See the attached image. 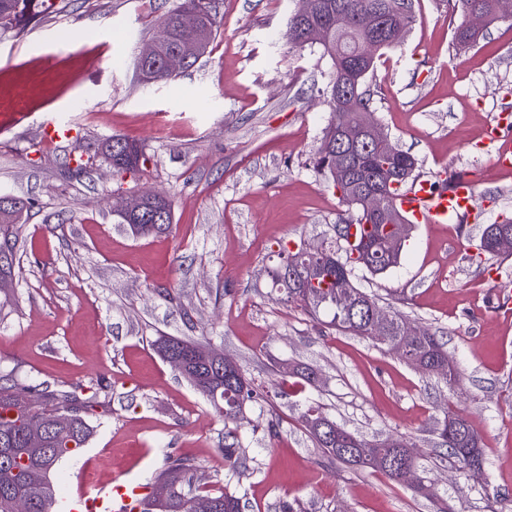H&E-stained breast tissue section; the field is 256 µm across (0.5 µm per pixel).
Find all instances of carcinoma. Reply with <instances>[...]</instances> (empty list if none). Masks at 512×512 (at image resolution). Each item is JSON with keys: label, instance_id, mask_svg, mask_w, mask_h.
<instances>
[{"label": "carcinoma", "instance_id": "obj_1", "mask_svg": "<svg viewBox=\"0 0 512 512\" xmlns=\"http://www.w3.org/2000/svg\"><path fill=\"white\" fill-rule=\"evenodd\" d=\"M314 11L302 14L293 10L288 18L286 42L293 50L317 45L332 60V70L326 84L318 90L319 96L329 107V128L344 121L345 132L336 140L352 150V159L346 169L338 174L323 165L325 155L336 151L328 137H323L313 156V168L329 180L340 194L341 201L352 211L348 218L336 224V238L323 246L320 254L298 250L293 253L282 248L279 266L271 271L272 287L284 291L288 300L298 303L319 324L340 329L355 336L371 339L372 333L365 321L367 304L375 298L350 283L354 268L363 267L372 274H380L395 266L401 257L408 234L403 232L409 222L399 214L393 204H388L390 223L385 224L365 213L361 206L363 194L370 190H384L388 199L410 179H415L417 159L392 143L387 146L368 145L362 137L361 124L370 112V99L366 93L368 74L374 68L377 54L383 49L396 46L390 41L395 20L386 17L385 9L390 0H312ZM219 0H181L176 8L162 19V28L172 33L191 21L201 20L204 42L200 54H205L213 42L218 27ZM455 5L466 18L454 33L456 44L462 48L475 45L483 32L471 26V17L482 16L485 25L498 21L495 0H455ZM36 7L35 0H0V31L17 26L24 16ZM153 71L155 83H167L177 73L155 64L136 61L140 81L145 70ZM104 160L116 166L121 174L128 153L147 162L149 157L143 148L118 135L111 137L101 147ZM27 202L10 209H0V242L17 246V228ZM173 202L162 195L146 199L145 209L137 218L120 216L121 223L135 225L131 229L136 236H150L168 231L172 224ZM367 224L369 228L358 237L357 256L347 248L350 227ZM512 233V219L500 224H488L480 234L485 254L498 256L492 247L493 231ZM400 314L390 316L388 346L400 349L403 360L423 373L436 377L449 387L462 382L453 358L448 354L438 334L426 328L420 336H406L400 326ZM166 345L188 356V364L180 369L183 377L209 402L214 412L224 420V463L234 474L248 471V457L242 449L240 424L236 414L266 399L253 380L247 384L235 383L232 391L221 386L223 376L194 357L191 349L197 343L179 337L165 336L157 346ZM22 388V383L9 375H0V512H9L10 501L21 494L32 482L44 485V496L31 512H50L52 496L57 489L52 472L60 462L79 455L93 434L91 418L99 392L88 397L74 392L41 390L36 407L22 410L14 407L12 394ZM78 406L82 413L70 414V407ZM42 416L61 422V427L49 432L40 443L32 441L28 427L34 418ZM307 429L324 456L356 470L374 469L396 480L398 475L378 463L362 457L358 448L362 437L346 429L314 407L304 413ZM434 432L440 444L448 448L454 466L468 479L480 480L485 476V458L480 438L466 415L450 410L436 421ZM398 436L377 441L386 457L404 456L407 449L396 446ZM199 466L189 458L167 456L164 469L157 480L170 484L173 495L166 501L150 500L147 512H242L241 499L229 491L197 488L185 491L183 483H192Z\"/></svg>", "mask_w": 512, "mask_h": 512}]
</instances>
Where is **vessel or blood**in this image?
Masks as SVG:
<instances>
[{
	"label": "vessel or blood",
	"instance_id": "1",
	"mask_svg": "<svg viewBox=\"0 0 512 512\" xmlns=\"http://www.w3.org/2000/svg\"><path fill=\"white\" fill-rule=\"evenodd\" d=\"M42 137L50 143L71 140L74 129L53 119L45 120ZM482 145L493 147L492 160L503 171H512V111L498 112L487 126ZM476 191L473 181L459 177L449 185L431 180H419L409 188L397 192L394 206L414 224L442 225L472 215ZM144 488L113 474L110 479L75 493L54 497V512H144Z\"/></svg>",
	"mask_w": 512,
	"mask_h": 512
}]
</instances>
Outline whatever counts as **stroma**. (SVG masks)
I'll return each instance as SVG.
<instances>
[{
    "mask_svg": "<svg viewBox=\"0 0 512 512\" xmlns=\"http://www.w3.org/2000/svg\"><path fill=\"white\" fill-rule=\"evenodd\" d=\"M178 3L54 0L0 33V194L31 204L13 285L0 291V373L93 387L105 401L85 454L56 469L58 491H78L91 466L151 483L173 455L199 464L207 488L237 492L242 512L293 500L301 512H512V319L496 314L482 263L452 245L481 225H416L395 267L353 278L386 310L439 332L460 388L387 345L314 323L272 292L269 272L281 245L331 241L345 213L311 163L330 121L317 90L332 62L315 47L289 52L292 0H222L208 54L170 83L143 85L136 58ZM462 21L448 0H419L415 23L367 78L371 109L417 158L418 177L471 176L490 214L512 216V176L461 140L512 103V24L460 52ZM78 102L100 120L83 122ZM49 118L75 137L46 144ZM155 121L164 134L147 133ZM113 135L145 147L136 174L117 175L98 156ZM77 156L86 167L75 174ZM150 191L172 197V228L132 236L118 211ZM163 335L223 351L268 393L241 422L244 476L224 467L222 421L157 352ZM461 403L485 452L482 483L447 460L433 431ZM311 406L368 440L403 436L432 498L324 457L301 420Z\"/></svg>",
    "mask_w": 512,
    "mask_h": 512,
    "instance_id": "stroma-1",
    "label": "stroma"
}]
</instances>
